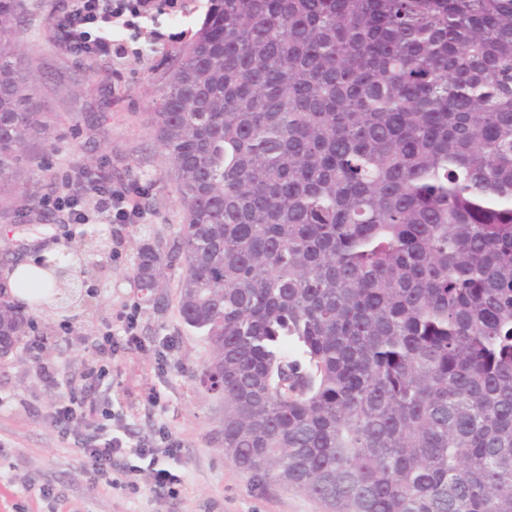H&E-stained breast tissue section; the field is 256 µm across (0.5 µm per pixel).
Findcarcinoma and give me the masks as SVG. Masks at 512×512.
I'll return each instance as SVG.
<instances>
[{"label":"carcinoma","mask_w":512,"mask_h":512,"mask_svg":"<svg viewBox=\"0 0 512 512\" xmlns=\"http://www.w3.org/2000/svg\"><path fill=\"white\" fill-rule=\"evenodd\" d=\"M20 11L0 195L51 133ZM152 120L184 224L134 281L180 268L224 455L325 512H512V0H209Z\"/></svg>","instance_id":"obj_1"}]
</instances>
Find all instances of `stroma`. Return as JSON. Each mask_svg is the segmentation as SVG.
<instances>
[{"instance_id": "stroma-1", "label": "stroma", "mask_w": 512, "mask_h": 512, "mask_svg": "<svg viewBox=\"0 0 512 512\" xmlns=\"http://www.w3.org/2000/svg\"><path fill=\"white\" fill-rule=\"evenodd\" d=\"M23 3L14 35L52 134L25 153L23 188L0 199V282L8 283L13 264L68 250L93 230L111 238L112 250L86 257L93 277L74 308L26 307L24 340L0 362V512H323L307 495L260 484L225 457L224 403L194 382L209 347L179 315V269L166 272L157 308L141 300L133 279L137 247L172 240L183 222L151 112L166 58L197 26L206 0H179L177 8L162 7L157 22L124 32L122 59L66 48L55 26L73 0ZM84 162L103 183L136 191L140 219L64 222L51 202ZM130 312L138 316L134 345L126 344L123 332ZM107 331L118 344L94 395L99 406L111 408L130 447L113 467L110 486L94 481L81 450L89 426L75 424L62 433L51 419L56 404L84 389L86 373L100 361L98 339ZM37 336L42 346L34 353L27 343ZM46 367L52 378L43 375ZM151 392L156 402L148 401ZM163 432L179 445L182 481L173 495L128 473L142 463L133 446L159 447Z\"/></svg>"}]
</instances>
